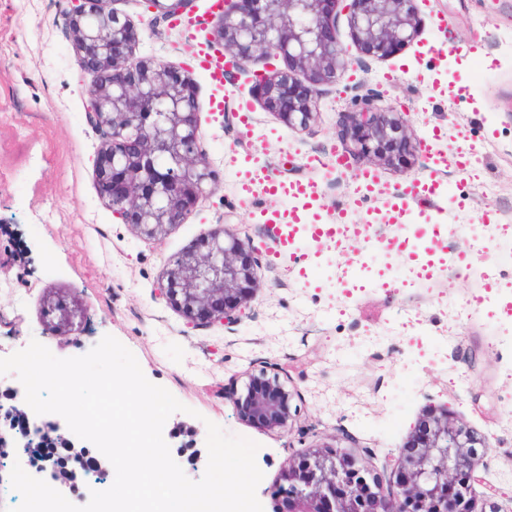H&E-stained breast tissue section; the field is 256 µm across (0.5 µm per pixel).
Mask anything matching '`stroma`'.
<instances>
[{
  "instance_id": "1",
  "label": "stroma",
  "mask_w": 512,
  "mask_h": 512,
  "mask_svg": "<svg viewBox=\"0 0 512 512\" xmlns=\"http://www.w3.org/2000/svg\"><path fill=\"white\" fill-rule=\"evenodd\" d=\"M208 5L186 0L170 23L148 0L105 2L140 33L130 63L150 58L189 70L201 145L218 176L214 194L155 240L117 219L98 193L94 161L103 136L85 112L94 77L72 48L66 0H0V357L35 337L56 356H80L114 336L149 381L184 404L163 437L189 479L206 468L207 422L258 443L264 512L289 459L330 442L388 482V462L416 420L445 406L488 445L483 480L472 487L477 512H512V427L503 423L512 415V352L496 348L512 322V269L499 266L496 247L499 225L512 222V49L503 45L512 37V0H416L419 33L388 56L362 48L348 14H337L336 41L352 65L339 82L320 87L317 118L304 131L264 107L254 88L259 60L250 70H231L226 109H212L216 91L193 61L212 38ZM437 16L443 27L434 25ZM358 97L403 113L414 140L402 160L354 153L342 115ZM429 143L445 156L475 151L482 162L464 172L452 163L428 168ZM318 148L342 154L344 168L308 164ZM365 169L379 184L361 203L354 176ZM250 172L314 181L319 194L309 208L321 222L335 221L344 207L349 223L377 224L378 234L342 250L300 243L313 251L314 264L299 268L267 236L260 210L246 203ZM429 178L439 182L447 207L412 209L404 218L409 251L386 249L385 201ZM486 184L497 194H483ZM219 224L249 235L261 286L236 325L191 329L159 299L158 284L173 258ZM426 224L446 225L460 248L470 237L484 239L485 250L467 260L497 279L495 317L471 310L484 280L453 268L410 289L345 294L339 279L359 262L405 273ZM51 299L84 308V319L65 334H47ZM259 370L289 378L298 412L288 433L243 421L224 398V383Z\"/></svg>"
}]
</instances>
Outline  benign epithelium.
Masks as SVG:
<instances>
[{
	"mask_svg": "<svg viewBox=\"0 0 512 512\" xmlns=\"http://www.w3.org/2000/svg\"><path fill=\"white\" fill-rule=\"evenodd\" d=\"M69 28L84 70L94 76L87 91L90 124L104 142L95 163L100 195L124 223L147 238H159L212 194L217 176L200 144L190 77L152 59L135 66L128 57L139 41L129 20L102 6L105 0H69ZM414 0H224L214 38L239 66L282 57L307 75L298 86L291 70H274L256 84L267 109L290 127L307 129L317 109L319 86L334 84L348 67L333 35L337 9L347 8L362 45L390 55L417 36ZM356 152L400 158L412 146L406 120L378 112L368 101L346 113ZM260 288L250 239L228 225L206 232L194 249L169 264L159 295L179 310L187 326L239 322ZM294 394L278 375L250 374L245 392L231 394L234 408L265 431L290 430ZM17 405H0V448L31 458L47 441L65 448L43 460L63 489L76 486L73 467L81 449L55 425L33 436L14 419ZM485 442L448 408L427 410L416 422L392 468L393 488L380 483L348 453L326 444L302 453L284 468L276 494L287 512H475L470 486L458 477L477 475Z\"/></svg>",
	"mask_w": 512,
	"mask_h": 512,
	"instance_id": "benign-epithelium-1",
	"label": "benign epithelium"
}]
</instances>
